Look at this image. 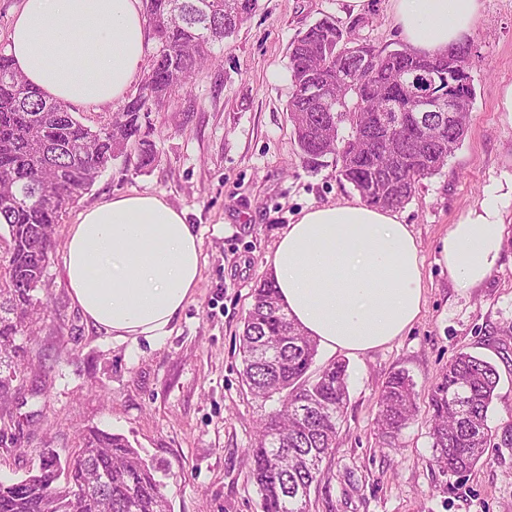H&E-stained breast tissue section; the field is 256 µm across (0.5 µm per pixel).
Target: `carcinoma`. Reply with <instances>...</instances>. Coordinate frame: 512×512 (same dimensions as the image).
Returning <instances> with one entry per match:
<instances>
[{
  "instance_id": "1",
  "label": "carcinoma",
  "mask_w": 512,
  "mask_h": 512,
  "mask_svg": "<svg viewBox=\"0 0 512 512\" xmlns=\"http://www.w3.org/2000/svg\"><path fill=\"white\" fill-rule=\"evenodd\" d=\"M143 0L155 48L139 93L124 102L112 125L92 129L68 106L30 87L0 52V228L9 236L0 262V411L19 398L24 381L18 371L30 361L33 324L46 311L39 297L47 278L53 233L63 214L94 184L108 165L137 146L138 163L155 161V145L142 132L151 107L187 85L212 61L214 49L233 36L258 7V0ZM346 38L336 20L325 17L291 42L288 59L294 93L286 111L301 151L313 158L336 156L338 175L367 204L398 209L426 178L438 175L461 145L469 113L460 112L437 136L424 130L442 124L439 115L391 112L383 121L380 101L399 98L400 72L433 61L441 88L468 102L475 99L466 42L436 56L407 47L386 53L367 75L355 63L336 57V41ZM353 68V82L336 85L332 110L309 94L310 88ZM254 302L239 336L240 375L250 393L280 396L284 413L259 423L247 449V480L257 488L260 512H310L311 490L325 479L323 461L336 448L338 425L347 401V364L333 361L310 372L317 344L280 303L275 281L254 288ZM499 383L496 368L479 356L461 352L437 378L430 399L432 462L438 472L462 475L491 448H512V426L498 432L488 411ZM412 380L398 371L383 387L377 421L381 439L395 437L416 415ZM81 489L73 494L70 487ZM166 484L156 469L121 434L90 428L79 437L73 461L43 457L39 471L17 481H0V512H171Z\"/></svg>"
}]
</instances>
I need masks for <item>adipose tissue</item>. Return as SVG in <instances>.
I'll use <instances>...</instances> for the list:
<instances>
[{"mask_svg": "<svg viewBox=\"0 0 512 512\" xmlns=\"http://www.w3.org/2000/svg\"><path fill=\"white\" fill-rule=\"evenodd\" d=\"M415 52L437 55L471 33L480 0H393ZM140 0H23L8 34L13 68L46 98L120 102L145 55ZM503 213L487 198L448 228L439 262L460 288L482 284L502 252ZM200 240L185 211L149 193L83 212L64 258L87 324L120 339L168 336L200 273ZM279 299L319 345L364 353L407 332L424 304L419 243L389 209L346 202L304 210L267 258Z\"/></svg>", "mask_w": 512, "mask_h": 512, "instance_id": "adipose-tissue-1", "label": "adipose tissue"}]
</instances>
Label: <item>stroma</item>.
Instances as JSON below:
<instances>
[{"label": "stroma", "mask_w": 512, "mask_h": 512, "mask_svg": "<svg viewBox=\"0 0 512 512\" xmlns=\"http://www.w3.org/2000/svg\"><path fill=\"white\" fill-rule=\"evenodd\" d=\"M380 50L402 48L392 0H259L237 35L143 121L156 160L140 168L136 148L113 161L63 215L48 268L53 322L37 348L49 368L34 418L17 448L0 447V479L37 471L44 451L71 458L83 430L128 438L161 473L172 512H259L245 453L261 418L275 409L243 383L238 335L267 258L301 211L354 202L336 161H311L298 148L286 105L293 93L288 49L324 17ZM475 99L466 136L441 174L421 181L397 214L420 243L425 302L408 332L351 355L318 350L317 365H348L349 399L329 474L311 493V512H512V448H493L466 477L431 464L429 398L438 373L462 351L492 363L500 382L489 424H512V0H481L468 37ZM147 192L185 210L201 242L197 286L173 331L160 341L115 339L89 327L65 280L72 224L112 196ZM501 197L506 243L497 268L475 288H458L438 262L450 224L487 194ZM415 383L418 414L395 447L381 446L382 386L395 371Z\"/></svg>", "instance_id": "obj_1"}]
</instances>
